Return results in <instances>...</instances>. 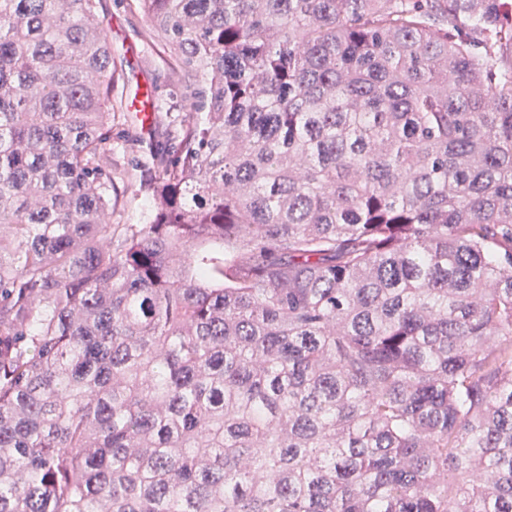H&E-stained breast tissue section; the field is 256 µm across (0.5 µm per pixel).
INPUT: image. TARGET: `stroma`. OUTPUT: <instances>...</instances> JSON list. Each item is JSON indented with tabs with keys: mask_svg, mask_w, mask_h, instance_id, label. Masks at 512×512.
I'll return each instance as SVG.
<instances>
[{
	"mask_svg": "<svg viewBox=\"0 0 512 512\" xmlns=\"http://www.w3.org/2000/svg\"><path fill=\"white\" fill-rule=\"evenodd\" d=\"M101 18L112 45V221L137 224L152 198L151 174L143 151L149 142L173 143L192 115V76L148 38L138 0H103ZM154 94L159 122L143 136L126 109L139 89Z\"/></svg>",
	"mask_w": 512,
	"mask_h": 512,
	"instance_id": "1",
	"label": "stroma"
}]
</instances>
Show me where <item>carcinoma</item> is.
Instances as JSON below:
<instances>
[{
	"label": "carcinoma",
	"instance_id": "obj_1",
	"mask_svg": "<svg viewBox=\"0 0 512 512\" xmlns=\"http://www.w3.org/2000/svg\"><path fill=\"white\" fill-rule=\"evenodd\" d=\"M138 2L114 224L100 0H0V512H512V0ZM109 28L112 44V223L141 224L142 212L152 198L148 158L144 149L153 140L160 146L174 143L180 128L191 117L193 77L148 38V24L136 0H103L100 11ZM149 87L153 98L133 100L141 129L147 132L155 120L160 124L143 136L127 100ZM136 103V105H135ZM129 113L133 115L130 120ZM143 147L140 148V147Z\"/></svg>",
	"mask_w": 512,
	"mask_h": 512
}]
</instances>
